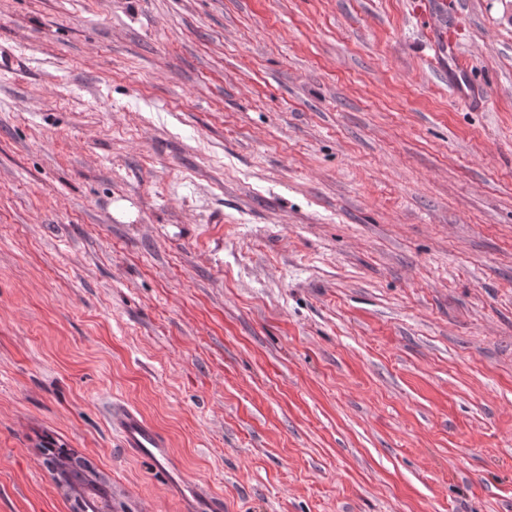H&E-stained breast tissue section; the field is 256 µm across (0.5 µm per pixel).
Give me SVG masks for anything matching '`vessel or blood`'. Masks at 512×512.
<instances>
[{
  "label": "vessel or blood",
  "mask_w": 512,
  "mask_h": 512,
  "mask_svg": "<svg viewBox=\"0 0 512 512\" xmlns=\"http://www.w3.org/2000/svg\"><path fill=\"white\" fill-rule=\"evenodd\" d=\"M111 421L116 429L122 448L132 455L162 466L167 480H174L175 470L170 467L167 437L138 409L125 406L115 411ZM187 512H224L222 495L201 490L193 484L182 487Z\"/></svg>",
  "instance_id": "b4317fda"
}]
</instances>
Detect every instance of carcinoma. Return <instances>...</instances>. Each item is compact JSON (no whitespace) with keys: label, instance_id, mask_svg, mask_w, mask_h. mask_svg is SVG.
<instances>
[{"label":"carcinoma","instance_id":"cac0c4a2","mask_svg":"<svg viewBox=\"0 0 512 512\" xmlns=\"http://www.w3.org/2000/svg\"><path fill=\"white\" fill-rule=\"evenodd\" d=\"M42 463L52 474L61 472L64 482L75 492V500L82 512H112L111 483L73 457L68 449L48 443Z\"/></svg>","mask_w":512,"mask_h":512}]
</instances>
